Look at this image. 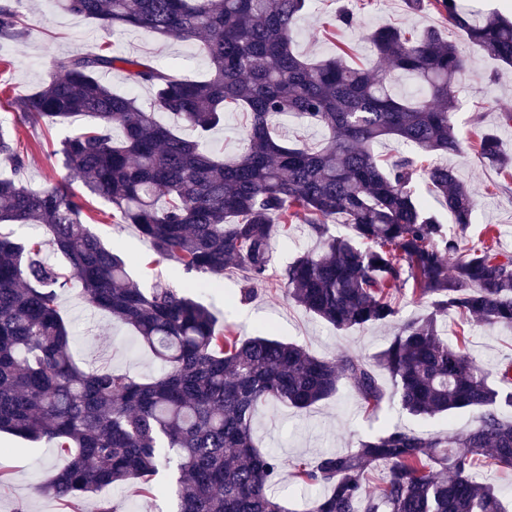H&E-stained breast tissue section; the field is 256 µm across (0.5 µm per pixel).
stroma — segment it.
Segmentation results:
<instances>
[{
    "label": "stroma",
    "instance_id": "35a3bbf8",
    "mask_svg": "<svg viewBox=\"0 0 512 512\" xmlns=\"http://www.w3.org/2000/svg\"><path fill=\"white\" fill-rule=\"evenodd\" d=\"M16 8L28 30L22 43L0 42V94H26L48 76L54 59L76 55L95 47L134 58L146 57L166 66L180 64L181 76L204 78L209 64L198 46L189 42L164 40L138 32L112 33L83 17L57 11L48 0H18ZM355 10L359 25L336 26L341 9ZM396 26L407 31L439 30L453 41L468 65L459 78L458 108L455 126L463 140L456 155L438 156V164L453 169L456 177L469 184L478 195V207L467 228L455 224L453 216L426 181L417 184L418 194L437 213L449 234L457 236L461 248L476 245L485 225L496 231V247L512 255V176L501 174L475 148L482 133L494 131L503 153L512 155V124L501 122L503 111H512V70L484 57L463 35L432 7L413 12L405 0H311L308 11L298 21L296 48L304 56L319 59L333 53L337 46L353 48L355 61L370 57V45L363 38L366 29ZM87 123L76 117L46 126L20 121L14 112L0 108V127L18 139L29 153L24 181L39 188L50 181L68 176L55 151L60 142L74 135ZM245 144L241 112L230 110L224 123L208 140L209 150L219 158L239 154ZM89 227L103 241L112 245L126 259L129 271L143 290L162 283L174 288L201 281V274L186 272L171 261L156 260L148 240L130 224L112 218V206L91 196L87 199ZM287 248L275 249L267 281L250 301L240 299L243 273L236 268L224 272L218 287L195 292L196 300L208 306L219 324L229 325L241 336H270L304 345L317 357L333 359L342 354L374 360L383 350L400 323L424 315L426 301L404 293L394 323L366 329L339 331L316 318L302 307L288 303L280 278L296 257L316 249L319 240L307 224L296 222L289 233ZM60 310L74 334L72 352L83 366L109 367L130 374L141 381L155 377L160 365L152 353L141 347L132 331L113 320L106 312L91 308L78 288L63 291ZM444 334L449 342L465 337L467 352L491 373L512 361V330L472 322L461 324L456 316L445 317ZM475 423V416L460 410L451 417L420 420L399 413L391 404H383L377 414H364L355 392L342 385L336 397L317 403L305 412L283 404L262 408L255 421V440L259 448L270 449L288 460L310 458L324 451L341 450L358 439L380 429L398 425L423 433L447 430L465 431ZM69 458L51 443H32L9 434H0V512H97L99 500L91 496L76 502L42 496L38 485L67 465ZM175 478L160 473L152 494L138 485L128 484L107 491L116 512H176L173 493Z\"/></svg>",
    "mask_w": 512,
    "mask_h": 512
}]
</instances>
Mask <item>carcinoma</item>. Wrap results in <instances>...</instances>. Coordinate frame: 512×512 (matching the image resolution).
Here are the masks:
<instances>
[{
  "label": "carcinoma",
  "mask_w": 512,
  "mask_h": 512,
  "mask_svg": "<svg viewBox=\"0 0 512 512\" xmlns=\"http://www.w3.org/2000/svg\"><path fill=\"white\" fill-rule=\"evenodd\" d=\"M485 57L512 67V19L462 0H430ZM55 7L103 28L191 42L211 71L191 80L148 59L95 48L53 61L39 88L9 106L32 123L86 116L87 128L61 141L54 155L70 179L41 188L23 184L28 156L0 131V226L37 224L66 265L48 262L39 244L0 231V433L47 441L68 464L40 486L76 500L114 485L151 486L175 471L177 512H292L274 494L280 473L314 490L305 512H507L477 466L512 468V363L499 384L466 350L442 336L438 318L512 328V256L487 244L459 257L458 239L416 194L423 176L462 227L478 199L453 171L424 167L420 155L456 154L462 140L452 116L466 62L436 29L366 31L374 63L346 53L312 62L295 48L308 0H52ZM12 0H0V40L24 41ZM118 70L153 92L149 105L102 81ZM419 89L399 95L400 76ZM246 114L247 147L229 159L207 149L206 133L224 112ZM171 113L197 136L157 120ZM294 116L325 132L316 148L287 146L273 122ZM391 142L415 154L374 152ZM479 153L502 173L512 158L485 132ZM80 183L112 204L125 224L150 240L155 254L215 280L235 265L245 272L241 300L266 283L272 241L294 221L321 242L282 274L286 298L339 331L391 321L406 285L430 311L404 322L371 363L352 355L319 358L302 345L240 336L218 325L188 290L146 292L125 260L88 227ZM341 215L350 233H330ZM78 286L84 301L131 327L165 369L149 382L82 368L58 291ZM384 371L390 388L379 383ZM347 383L360 408L377 412L386 396L417 419L455 410L476 414L462 433L386 427L345 450L289 463L254 441L263 406L303 411ZM382 469L372 494L366 479Z\"/></svg>",
  "instance_id": "cac0c4a2"
}]
</instances>
